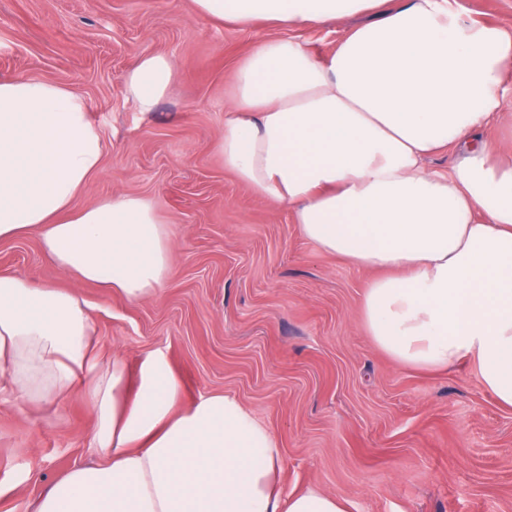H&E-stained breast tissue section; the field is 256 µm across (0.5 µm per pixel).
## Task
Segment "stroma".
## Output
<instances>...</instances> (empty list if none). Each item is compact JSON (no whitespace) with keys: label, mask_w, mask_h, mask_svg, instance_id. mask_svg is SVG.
<instances>
[{"label":"stroma","mask_w":512,"mask_h":512,"mask_svg":"<svg viewBox=\"0 0 512 512\" xmlns=\"http://www.w3.org/2000/svg\"><path fill=\"white\" fill-rule=\"evenodd\" d=\"M452 4L476 23L512 25V0ZM286 33L205 17L193 0H0V79L71 88L101 131L102 167L74 208L146 197L171 240L164 285L136 303L58 269L34 234L0 241V272L77 291L102 362L133 373L159 349L184 402L236 395L276 436L286 489L319 488L352 512H512V409L471 363L427 372L392 361L359 317L372 272L318 251L288 207L220 161L238 65ZM146 53L175 63L151 112L126 92ZM94 427L79 390L1 407L0 512H34L56 479L96 462Z\"/></svg>","instance_id":"1"}]
</instances>
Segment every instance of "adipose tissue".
<instances>
[{"label":"adipose tissue","mask_w":512,"mask_h":512,"mask_svg":"<svg viewBox=\"0 0 512 512\" xmlns=\"http://www.w3.org/2000/svg\"><path fill=\"white\" fill-rule=\"evenodd\" d=\"M199 13L273 21L237 68L217 151L255 194L288 204L320 251L375 271L360 309L393 361L423 371L474 363L512 407V154L479 138L512 112V26L479 25L449 0H193ZM348 23L315 54L294 31ZM173 61L144 54L126 90L154 111ZM78 93L0 79V240L40 238L45 257L129 301L155 295L170 243L152 201L115 195L72 210L104 144ZM451 173L428 170L444 148ZM120 361L100 365L86 301L0 273V405L47 403L84 385L102 462L56 480L36 512H350L335 494L284 490L274 434L230 393L182 403L166 355L148 353L126 397Z\"/></svg>","instance_id":"1"}]
</instances>
